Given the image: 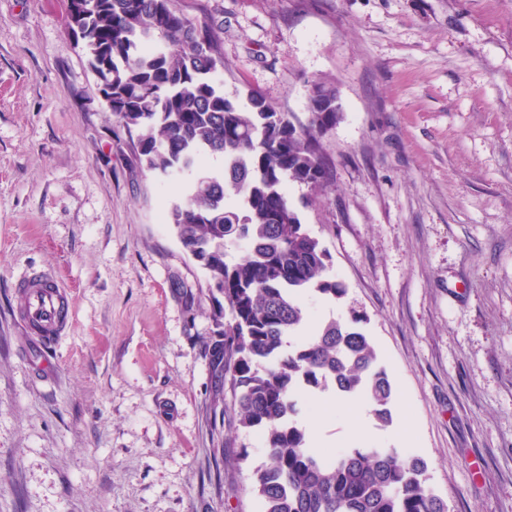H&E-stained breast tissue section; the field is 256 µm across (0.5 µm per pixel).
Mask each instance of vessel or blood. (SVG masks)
I'll return each instance as SVG.
<instances>
[{
	"mask_svg": "<svg viewBox=\"0 0 512 512\" xmlns=\"http://www.w3.org/2000/svg\"><path fill=\"white\" fill-rule=\"evenodd\" d=\"M16 316L29 335L45 348L65 336L70 324V295L59 280L45 271L29 273L16 284Z\"/></svg>",
	"mask_w": 512,
	"mask_h": 512,
	"instance_id": "b4317fda",
	"label": "vessel or blood"
}]
</instances>
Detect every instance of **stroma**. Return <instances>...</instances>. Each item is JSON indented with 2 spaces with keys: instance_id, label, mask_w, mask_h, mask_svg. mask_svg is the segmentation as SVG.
Segmentation results:
<instances>
[{
  "instance_id": "1",
  "label": "stroma",
  "mask_w": 512,
  "mask_h": 512,
  "mask_svg": "<svg viewBox=\"0 0 512 512\" xmlns=\"http://www.w3.org/2000/svg\"><path fill=\"white\" fill-rule=\"evenodd\" d=\"M222 23L225 92L305 114L327 196L291 185L393 384L392 422L336 450L423 458L448 512H512V0H175ZM68 0H0V512H259L265 450L216 420L203 270L160 217L181 185L145 173L68 29ZM51 272L69 330L43 351L15 284ZM246 462L235 463L240 449Z\"/></svg>"
}]
</instances>
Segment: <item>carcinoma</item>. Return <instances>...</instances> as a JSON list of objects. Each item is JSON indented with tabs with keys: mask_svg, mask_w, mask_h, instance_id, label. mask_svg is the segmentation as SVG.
Segmentation results:
<instances>
[{
	"mask_svg": "<svg viewBox=\"0 0 512 512\" xmlns=\"http://www.w3.org/2000/svg\"><path fill=\"white\" fill-rule=\"evenodd\" d=\"M70 32L86 47L110 111L136 133L142 170L185 185L167 214L213 295L210 358L230 384L238 427L262 434L252 492L260 512H448L424 460L395 448H312L297 426L302 389L367 398L392 422L393 387L354 312L319 324L293 350L310 292L342 299L330 255L302 224L287 188L331 183L320 138L342 114L336 85L315 80L302 122L261 93L229 97L218 71L222 28L173 0H83ZM224 158L213 171L210 156ZM245 242L230 262L227 248Z\"/></svg>",
	"mask_w": 512,
	"mask_h": 512,
	"instance_id": "obj_1",
	"label": "carcinoma"
}]
</instances>
